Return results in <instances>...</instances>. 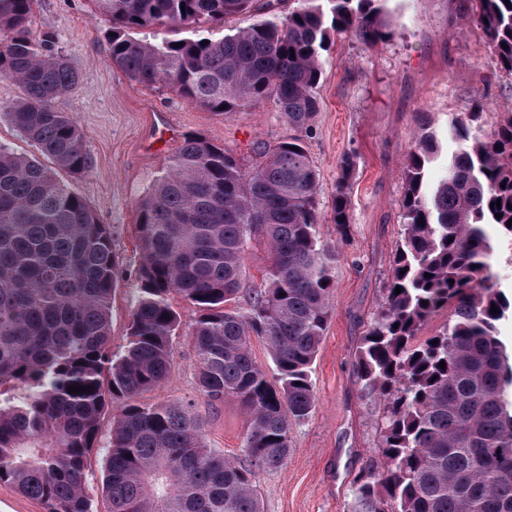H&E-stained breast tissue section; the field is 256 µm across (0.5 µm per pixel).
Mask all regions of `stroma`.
I'll return each instance as SVG.
<instances>
[{"instance_id": "1", "label": "stroma", "mask_w": 512, "mask_h": 512, "mask_svg": "<svg viewBox=\"0 0 512 512\" xmlns=\"http://www.w3.org/2000/svg\"><path fill=\"white\" fill-rule=\"evenodd\" d=\"M383 7L391 37L374 46L335 37L316 89L319 110L306 148L319 174L316 235L336 250L332 316L312 366L315 408L293 425L283 468L258 474L262 512H352L355 475L381 462L380 424L387 411L386 401L367 394L356 351L381 307L402 237L403 173L414 137L421 124H430L445 156L454 148L449 114L478 108L491 123L512 113V78L497 74L467 0H384ZM32 26L53 32L56 49L81 73L78 87L57 106L76 117L91 167L79 177L60 170L56 178L112 227L124 271L112 301V345L118 349L126 343L138 288V204L185 138L203 137L249 168L263 147L286 139L290 129L271 100L218 118L170 88L130 80L110 60L109 22L95 0H38ZM348 153L357 166L350 231L343 237L332 205ZM268 264L263 243H249L232 307H248ZM173 357L171 378L145 401L192 404L208 445L243 459L247 417L241 406L228 399L215 407L199 394L197 357L185 336L174 339Z\"/></svg>"}]
</instances>
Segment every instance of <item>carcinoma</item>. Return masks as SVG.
<instances>
[{
  "label": "carcinoma",
  "mask_w": 512,
  "mask_h": 512,
  "mask_svg": "<svg viewBox=\"0 0 512 512\" xmlns=\"http://www.w3.org/2000/svg\"><path fill=\"white\" fill-rule=\"evenodd\" d=\"M96 2L111 21L112 64L131 80L169 87L222 118L272 99L293 135L250 171L204 138L185 139L138 206L139 288L121 351L112 349L121 278L112 226L40 161L0 146V483L44 512H91L89 459L101 447L108 512H261L258 472L285 464L291 426L315 406L310 369L331 314L336 251L316 237L319 174L304 142L319 109L322 55L334 34L385 41L383 8L296 0L281 18V0ZM36 5L0 0V78L21 90L0 105V120L79 176L90 155L75 116L56 102L80 72L52 49L53 34L33 30ZM254 12L263 18L228 26ZM468 13L497 71L512 77V7L469 0ZM203 23L226 26L224 35L165 37ZM141 29L161 38L135 37ZM479 117L448 118L458 147L435 188L427 175L440 159L436 134L421 128L408 157L402 238L356 357L367 393L388 403L384 467L357 477L353 512H512V357L499 333L512 299L499 288L490 235L512 246V114L491 125ZM355 168L345 155L333 203L343 236ZM252 240L270 254L264 285L249 308L229 309ZM176 296L196 310L188 336L199 393L245 410L247 465L207 445L191 404L142 400L172 375ZM441 310L442 329L417 341ZM254 337L268 347L276 386L252 358ZM117 402L122 412L103 444L102 423Z\"/></svg>",
  "instance_id": "carcinoma-1"
}]
</instances>
